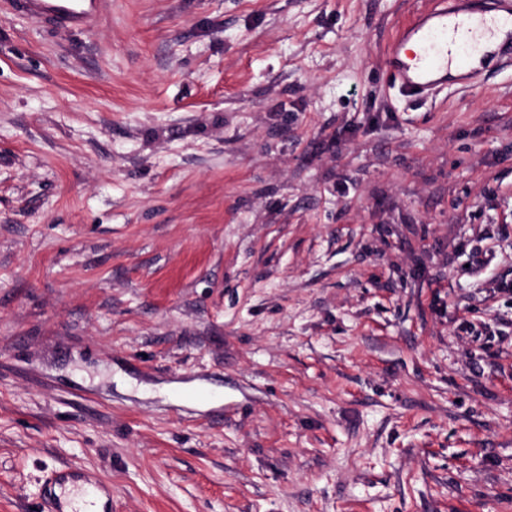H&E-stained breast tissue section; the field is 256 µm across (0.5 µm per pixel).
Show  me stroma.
Returning a JSON list of instances; mask_svg holds the SVG:
<instances>
[{"mask_svg": "<svg viewBox=\"0 0 512 512\" xmlns=\"http://www.w3.org/2000/svg\"><path fill=\"white\" fill-rule=\"evenodd\" d=\"M437 5L0 6V512H512V61L392 88ZM106 0H12L14 11L61 30L93 27ZM76 499H82L91 508L80 510L74 507ZM108 500L107 489L93 475H77L63 466L56 469L49 479V493L44 498V509L45 512H104L98 510L99 504L103 502L104 505Z\"/></svg>", "mask_w": 512, "mask_h": 512, "instance_id": "1", "label": "stroma"}]
</instances>
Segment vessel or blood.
<instances>
[{
	"label": "vessel or blood",
	"mask_w": 512,
	"mask_h": 512,
	"mask_svg": "<svg viewBox=\"0 0 512 512\" xmlns=\"http://www.w3.org/2000/svg\"><path fill=\"white\" fill-rule=\"evenodd\" d=\"M14 11L61 30L93 27L104 0H12ZM512 57V0H441L438 7L416 17L391 42L386 64L403 92L425 97L435 89L464 85L473 75L502 58ZM45 512H87L108 497L90 474L56 469L50 479Z\"/></svg>",
	"instance_id": "b4317fda"
}]
</instances>
